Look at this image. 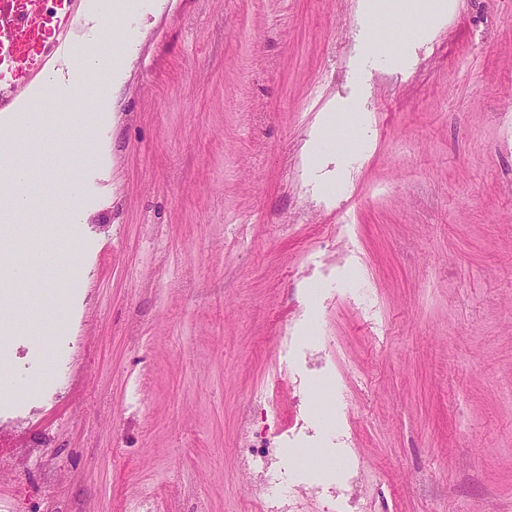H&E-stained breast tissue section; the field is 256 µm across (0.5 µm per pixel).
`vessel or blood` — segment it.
<instances>
[{"mask_svg": "<svg viewBox=\"0 0 512 512\" xmlns=\"http://www.w3.org/2000/svg\"><path fill=\"white\" fill-rule=\"evenodd\" d=\"M80 3L81 0H63L60 11L37 16L15 5L13 0H0V26L6 35L28 46L0 72V106L15 98L43 72L55 51L54 46L47 44V36L67 39Z\"/></svg>", "mask_w": 512, "mask_h": 512, "instance_id": "1", "label": "vessel or blood"}]
</instances>
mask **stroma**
Masks as SVG:
<instances>
[{
	"label": "stroma",
	"mask_w": 512,
	"mask_h": 512,
	"mask_svg": "<svg viewBox=\"0 0 512 512\" xmlns=\"http://www.w3.org/2000/svg\"><path fill=\"white\" fill-rule=\"evenodd\" d=\"M85 223L14 229L0 512H512V0H139ZM356 109L357 123L326 128ZM54 304H47V297ZM252 438H258V434L251 428L244 433L246 446L250 456H247L249 469L257 472L259 477L256 494L266 502L268 512H298V499L291 492L282 490L283 478L275 476V453L277 448H254ZM254 471V472H255ZM263 477V478H262ZM278 489L275 492V489Z\"/></svg>",
	"instance_id": "obj_1"
}]
</instances>
